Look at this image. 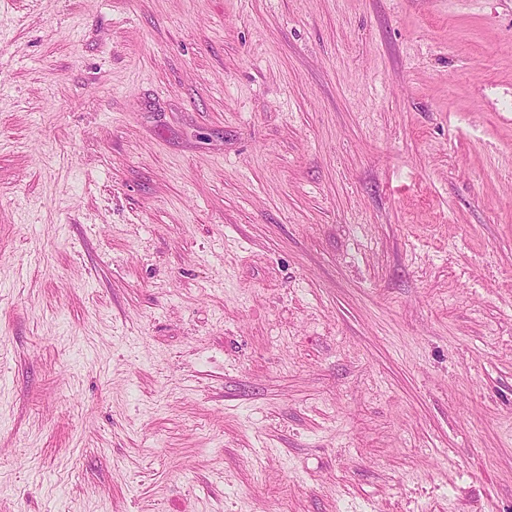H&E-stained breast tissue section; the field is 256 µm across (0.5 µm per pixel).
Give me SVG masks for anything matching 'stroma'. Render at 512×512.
Instances as JSON below:
<instances>
[{
	"mask_svg": "<svg viewBox=\"0 0 512 512\" xmlns=\"http://www.w3.org/2000/svg\"><path fill=\"white\" fill-rule=\"evenodd\" d=\"M0 512H512V0H5Z\"/></svg>",
	"mask_w": 512,
	"mask_h": 512,
	"instance_id": "35a3bbf8",
	"label": "stroma"
}]
</instances>
